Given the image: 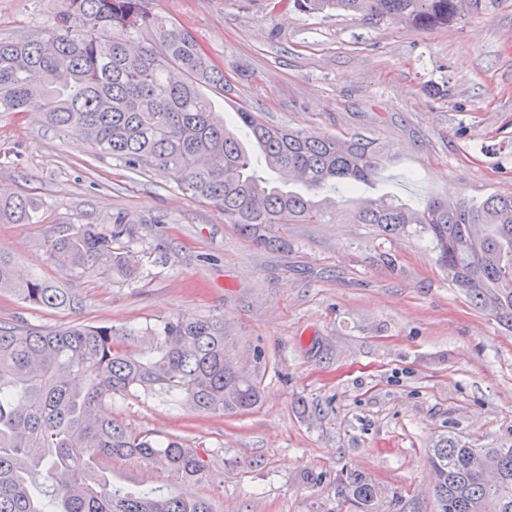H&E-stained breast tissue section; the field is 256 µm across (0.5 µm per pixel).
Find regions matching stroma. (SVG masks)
<instances>
[{
	"label": "stroma",
	"instance_id": "obj_1",
	"mask_svg": "<svg viewBox=\"0 0 512 512\" xmlns=\"http://www.w3.org/2000/svg\"><path fill=\"white\" fill-rule=\"evenodd\" d=\"M55 0H0V38L43 26ZM224 71L207 89L271 124L377 139L390 159L372 189L410 204L512 189V0L422 31L273 0H151ZM0 184L37 199L36 224H1L0 253L75 296L76 310L0 294V322L36 329L73 321L132 329L172 316L223 320L238 367L258 373L262 403L236 416L199 415L157 400L106 403L139 431L182 437L209 464L175 484L215 512H346L357 474L374 512H440L425 453L450 434L474 448L512 446V333L448 283L422 242L384 241L345 214L281 224L273 250L242 237L222 210L170 176L97 155L34 112L0 115ZM131 251L133 279L105 266L52 260L50 240L85 224ZM387 250L398 268L377 261ZM104 475L125 489L173 484L126 459ZM343 505H347L349 511L372 512L377 491L373 484L366 479L350 476L346 484L339 491Z\"/></svg>",
	"mask_w": 512,
	"mask_h": 512
}]
</instances>
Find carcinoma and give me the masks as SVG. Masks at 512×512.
I'll return each instance as SVG.
<instances>
[{"label":"carcinoma","instance_id":"obj_1","mask_svg":"<svg viewBox=\"0 0 512 512\" xmlns=\"http://www.w3.org/2000/svg\"><path fill=\"white\" fill-rule=\"evenodd\" d=\"M51 22L0 39V114L36 112L95 153L133 169L173 177L192 198L257 245L278 247V224H323L338 202L350 223L385 239L427 242L448 281L512 331V195L477 201L431 197L411 205L364 196L386 152L360 134L291 131L244 107L230 126L202 88H224L197 39L150 8V0H57ZM305 12L342 10L369 22L418 30L460 21L489 0H292ZM122 30L125 37H112ZM251 141L269 175L257 174ZM299 176L285 189L277 175ZM40 208L22 195L0 197L1 224H36ZM123 219L105 234L93 224L50 241L57 261L102 263L135 277L128 254L112 250ZM23 303L68 308L78 301L50 281L22 280L0 254V291ZM162 396L192 412L222 417L254 408L261 381L230 360L224 322L171 317L139 332L76 322L39 330L0 324V512H214L172 486L115 487L100 474L112 458L142 461L177 482H199L209 464L182 439L135 431L106 416L107 400ZM441 512H512V446L471 448L452 435L428 449ZM352 512H373L377 491L351 476L340 490Z\"/></svg>","mask_w":512,"mask_h":512}]
</instances>
